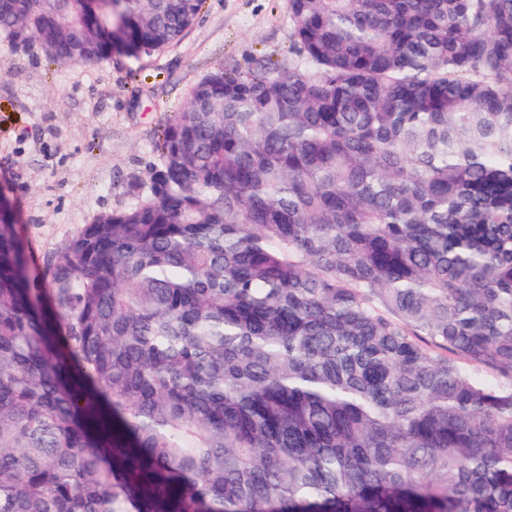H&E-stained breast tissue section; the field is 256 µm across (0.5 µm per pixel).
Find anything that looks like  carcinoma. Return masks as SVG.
I'll return each mask as SVG.
<instances>
[{
    "instance_id": "cac0c4a2",
    "label": "carcinoma",
    "mask_w": 512,
    "mask_h": 512,
    "mask_svg": "<svg viewBox=\"0 0 512 512\" xmlns=\"http://www.w3.org/2000/svg\"><path fill=\"white\" fill-rule=\"evenodd\" d=\"M203 0H0L150 56ZM42 280L0 215V512H512V0H288Z\"/></svg>"
}]
</instances>
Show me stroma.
<instances>
[{"label": "stroma", "mask_w": 512, "mask_h": 512, "mask_svg": "<svg viewBox=\"0 0 512 512\" xmlns=\"http://www.w3.org/2000/svg\"><path fill=\"white\" fill-rule=\"evenodd\" d=\"M291 30L288 0H204L187 33L150 57L60 65L0 43V191L31 277L97 214L132 204L124 185L154 161L193 83L221 65L286 56Z\"/></svg>", "instance_id": "35a3bbf8"}]
</instances>
